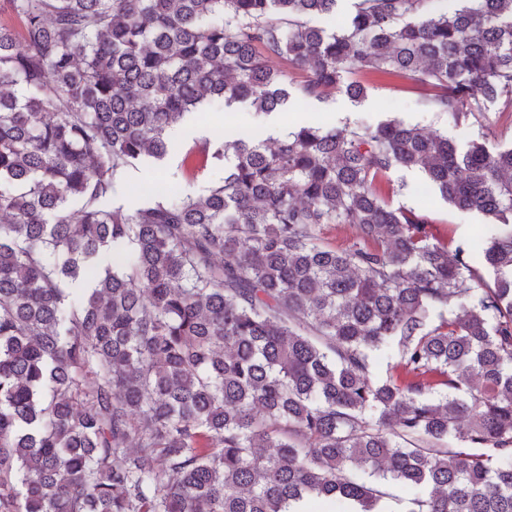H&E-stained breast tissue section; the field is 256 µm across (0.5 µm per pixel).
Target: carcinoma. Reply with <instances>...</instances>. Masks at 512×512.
I'll return each mask as SVG.
<instances>
[{
	"mask_svg": "<svg viewBox=\"0 0 512 512\" xmlns=\"http://www.w3.org/2000/svg\"><path fill=\"white\" fill-rule=\"evenodd\" d=\"M9 2L0 512H319L313 497L390 512L388 484L410 491L404 512H512V146L398 119L304 123L200 142L191 153L224 163L202 194L107 205L213 100L358 102L365 73L492 126L512 113V0L436 16L428 0H357L331 31L305 18L338 0ZM397 167L487 218L479 264L390 204ZM109 249L123 261L73 298Z\"/></svg>",
	"mask_w": 512,
	"mask_h": 512,
	"instance_id": "obj_1",
	"label": "carcinoma"
}]
</instances>
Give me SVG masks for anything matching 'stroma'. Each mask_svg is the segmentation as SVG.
Segmentation results:
<instances>
[{
  "label": "stroma",
  "instance_id": "stroma-1",
  "mask_svg": "<svg viewBox=\"0 0 512 512\" xmlns=\"http://www.w3.org/2000/svg\"><path fill=\"white\" fill-rule=\"evenodd\" d=\"M368 88L361 102L351 101L345 93H332L327 100L301 103L286 112H274L267 116L254 115L248 105H237L233 113L239 124L249 131H261L262 135L281 137L289 128L300 122L334 127L344 123L375 124L397 118L406 123L427 130L447 134L457 143L478 139L489 149L512 144V117L502 116L491 129L477 126H457L449 121L446 113L435 112L425 107L422 92L409 88L404 82L364 77ZM224 109L212 107L196 114L174 128L170 133V150L163 161H150L129 168L117 183L112 195L116 205L135 210L157 187H172L178 190L199 191L209 183L224 176L220 163L208 165L205 170L193 169L185 163L186 151L198 140L220 135L224 132ZM396 192L391 198L392 205L405 206L424 214L430 223L447 231L454 245L465 250H474L484 233L483 215L478 212L457 210L437 193L425 185L422 172L398 168L387 176Z\"/></svg>",
  "mask_w": 512,
  "mask_h": 512
}]
</instances>
